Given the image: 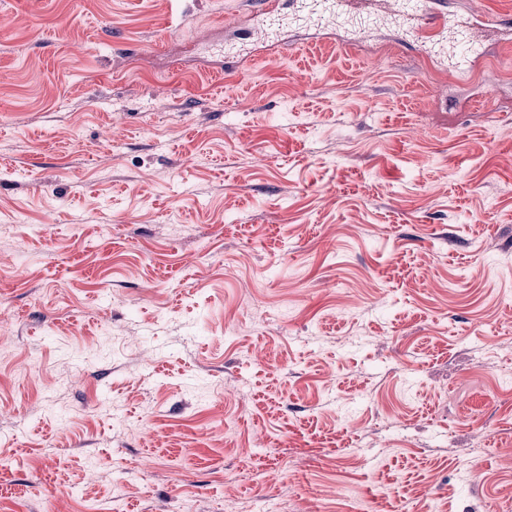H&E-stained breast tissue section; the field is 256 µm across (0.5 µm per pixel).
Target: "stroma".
Returning <instances> with one entry per match:
<instances>
[{
	"instance_id": "35a3bbf8",
	"label": "stroma",
	"mask_w": 512,
	"mask_h": 512,
	"mask_svg": "<svg viewBox=\"0 0 512 512\" xmlns=\"http://www.w3.org/2000/svg\"><path fill=\"white\" fill-rule=\"evenodd\" d=\"M434 6L472 79L252 0H0V512H512V0Z\"/></svg>"
}]
</instances>
